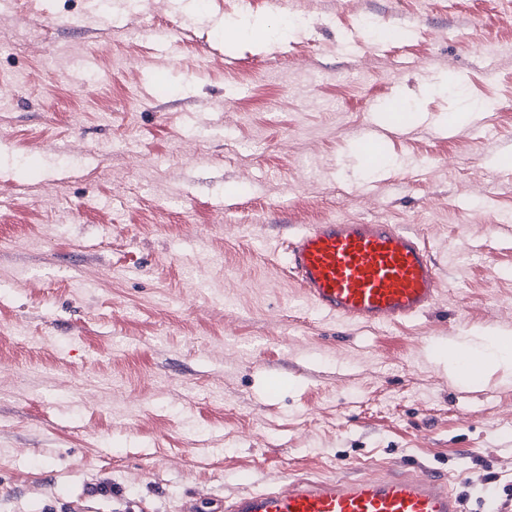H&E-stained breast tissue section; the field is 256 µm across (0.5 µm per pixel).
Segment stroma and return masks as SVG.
<instances>
[{"label": "stroma", "mask_w": 512, "mask_h": 512, "mask_svg": "<svg viewBox=\"0 0 512 512\" xmlns=\"http://www.w3.org/2000/svg\"><path fill=\"white\" fill-rule=\"evenodd\" d=\"M125 2L0 0V512H221L413 465L512 512V369L434 353L512 332V0ZM243 16L273 42L225 37ZM333 221L423 236L436 307L313 314L282 244Z\"/></svg>", "instance_id": "stroma-1"}]
</instances>
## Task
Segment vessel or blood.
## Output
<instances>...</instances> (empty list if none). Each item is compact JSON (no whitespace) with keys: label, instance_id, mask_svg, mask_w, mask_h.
I'll return each instance as SVG.
<instances>
[{"label":"vessel or blood","instance_id":"b4317fda","mask_svg":"<svg viewBox=\"0 0 512 512\" xmlns=\"http://www.w3.org/2000/svg\"><path fill=\"white\" fill-rule=\"evenodd\" d=\"M285 272L316 311L349 324L410 320L434 307L441 274L420 234L394 224H311L286 242ZM224 512H463L447 478L423 468L381 476H289L226 498Z\"/></svg>","mask_w":512,"mask_h":512}]
</instances>
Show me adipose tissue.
<instances>
[{
  "mask_svg": "<svg viewBox=\"0 0 512 512\" xmlns=\"http://www.w3.org/2000/svg\"><path fill=\"white\" fill-rule=\"evenodd\" d=\"M474 356L480 367L487 369L512 366V334L500 330H486L464 336L448 346V377L456 379L463 368L462 356Z\"/></svg>",
  "mask_w": 512,
  "mask_h": 512,
  "instance_id": "obj_1",
  "label": "adipose tissue"
}]
</instances>
